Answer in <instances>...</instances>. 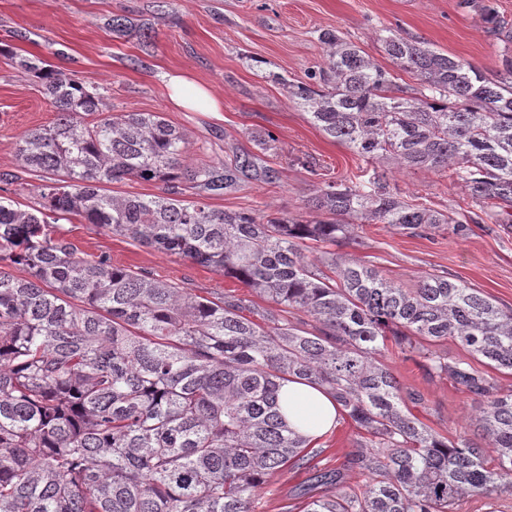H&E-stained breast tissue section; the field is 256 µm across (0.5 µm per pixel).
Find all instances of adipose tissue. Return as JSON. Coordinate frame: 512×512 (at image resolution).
I'll return each instance as SVG.
<instances>
[{
	"label": "adipose tissue",
	"mask_w": 512,
	"mask_h": 512,
	"mask_svg": "<svg viewBox=\"0 0 512 512\" xmlns=\"http://www.w3.org/2000/svg\"><path fill=\"white\" fill-rule=\"evenodd\" d=\"M171 102L180 108H204L215 112L218 102L195 80L182 74L168 79ZM282 412L290 427L306 438L329 432L336 424L339 407L330 393L317 385L297 380L281 391Z\"/></svg>",
	"instance_id": "1"
}]
</instances>
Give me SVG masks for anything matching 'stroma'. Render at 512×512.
I'll list each match as a JSON object with an SVG mask.
<instances>
[{
  "label": "stroma",
  "instance_id": "obj_1",
  "mask_svg": "<svg viewBox=\"0 0 512 512\" xmlns=\"http://www.w3.org/2000/svg\"><path fill=\"white\" fill-rule=\"evenodd\" d=\"M149 23L152 43L138 31L112 34L114 17ZM335 28L381 65L389 60L387 32L423 42L464 58L488 78L499 76L502 45L488 33L463 0H0V45L14 55L38 56L88 86L100 88L105 111L158 112L182 131L186 162H218L232 152H256L258 135L274 141L264 159L280 172L277 184L248 183L237 192L211 197L212 208L249 211L262 217L304 214V203L319 183L361 180L364 163L345 145L315 126L289 96V85L307 82L325 59L319 30ZM182 71L208 86L220 111H185L173 106L167 76ZM56 113L34 76L12 57L0 55V173L15 175L0 189L20 208L37 206L38 181L17 160V142L26 132L50 125ZM312 169H305L304 161ZM389 187L401 199L442 214L478 211L446 171L396 169L384 162ZM56 230L82 256H105L113 264L143 271L208 298L248 288L223 273L168 254L126 236L85 223L78 216L59 220ZM340 256L376 266L395 284L411 288L425 275L464 282L498 306L512 308V227L496 218L454 235L440 225L421 235L389 224H356L355 239L338 247ZM384 363L404 395H419L411 412L436 433L472 436L468 413L474 395L448 377L426 375L408 351L388 344ZM363 432L340 417L332 432L311 441L320 467H342ZM304 470L288 466L269 476L259 499L261 512H302L299 488Z\"/></svg>",
  "mask_w": 512,
  "mask_h": 512
}]
</instances>
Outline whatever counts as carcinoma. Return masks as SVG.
Wrapping results in <instances>:
<instances>
[{"label":"carcinoma","instance_id":"1","mask_svg":"<svg viewBox=\"0 0 512 512\" xmlns=\"http://www.w3.org/2000/svg\"><path fill=\"white\" fill-rule=\"evenodd\" d=\"M466 2L504 44L499 78L392 33L385 55L420 81L402 86L331 28L318 35L323 66L290 94L366 163L447 170L481 208L512 223V25L492 0ZM18 65L40 80L56 119L17 146L41 181L39 207L0 197V512H258L267 476L290 464L309 473L306 512H458L469 498L512 495V390L429 349L452 337L512 373V310L445 276L405 288L340 256L327 272L307 256L313 245L354 241L356 220L464 234L479 214L410 205L377 171L355 185L320 183L310 220L181 199L177 181L209 196L246 179L275 183L279 172L262 158L273 138L257 139V154L192 167L185 135L159 113L105 112L98 88L38 57ZM131 179L161 182L164 194L103 188ZM52 214L210 266L273 307L260 311L232 292L193 295L107 257H81ZM18 266L28 277L13 274ZM292 310L318 326L288 323ZM389 340L422 359L428 375L477 397L470 425L487 446L450 440L411 413L381 360ZM294 379L328 388L369 435L342 466L313 464L309 441L288 427L280 391ZM350 468L367 478L360 493L312 494Z\"/></svg>","mask_w":512,"mask_h":512}]
</instances>
